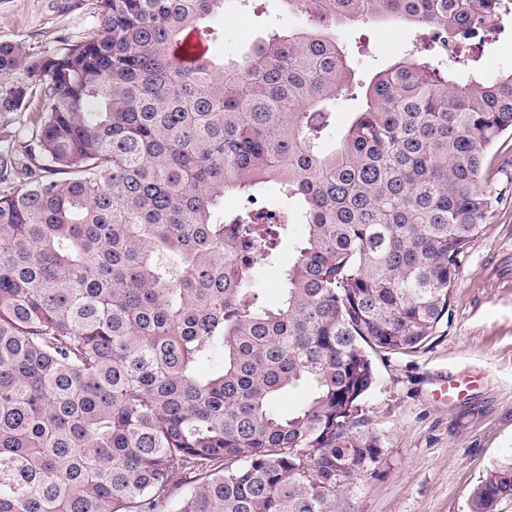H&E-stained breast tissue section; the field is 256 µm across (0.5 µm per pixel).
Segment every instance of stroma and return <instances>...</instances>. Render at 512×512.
I'll return each mask as SVG.
<instances>
[{"mask_svg": "<svg viewBox=\"0 0 512 512\" xmlns=\"http://www.w3.org/2000/svg\"><path fill=\"white\" fill-rule=\"evenodd\" d=\"M93 0H0V42L34 56L67 47L92 28ZM299 17L282 0H249L204 20L212 55L236 58L273 28ZM413 26L369 20L339 38L357 73L403 56ZM451 317L416 351L374 355L375 387L356 428L381 436L377 469L344 484L341 512H469V494L496 465L512 461V187L461 262ZM460 395H437L448 380Z\"/></svg>", "mask_w": 512, "mask_h": 512, "instance_id": "1", "label": "stroma"}]
</instances>
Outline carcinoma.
<instances>
[{
    "mask_svg": "<svg viewBox=\"0 0 512 512\" xmlns=\"http://www.w3.org/2000/svg\"><path fill=\"white\" fill-rule=\"evenodd\" d=\"M225 2L95 0L81 42L0 43V115L29 112L0 153V512H339L384 453L354 430L369 352L416 349L449 315L512 176L492 153L512 69L472 53L512 0H283L304 28L175 65ZM380 18L420 43L355 83L336 28ZM19 70L35 81L4 85ZM271 183L281 201L257 206ZM298 222L269 304L259 266ZM509 498L512 463L471 512ZM359 104V101H346V97H341L340 99H336V104L333 105V112L331 114V129L333 130V134H330V138H328L325 146L330 148L333 146L334 134H339L349 116V112H352L356 106Z\"/></svg>",
    "mask_w": 512,
    "mask_h": 512,
    "instance_id": "obj_1",
    "label": "carcinoma"
}]
</instances>
